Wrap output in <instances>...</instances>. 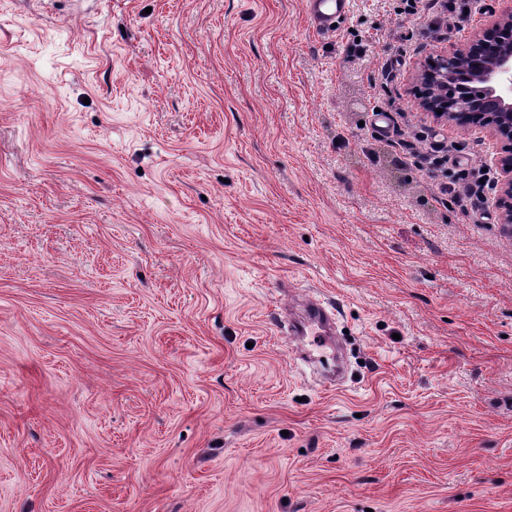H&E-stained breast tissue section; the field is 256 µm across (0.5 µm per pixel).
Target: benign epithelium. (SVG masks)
Returning <instances> with one entry per match:
<instances>
[{"mask_svg":"<svg viewBox=\"0 0 512 512\" xmlns=\"http://www.w3.org/2000/svg\"><path fill=\"white\" fill-rule=\"evenodd\" d=\"M412 82L421 112L501 144L495 204L512 230V11L470 41L429 56Z\"/></svg>","mask_w":512,"mask_h":512,"instance_id":"7a95c632","label":"benign epithelium"}]
</instances>
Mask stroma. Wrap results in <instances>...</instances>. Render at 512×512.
<instances>
[{"mask_svg": "<svg viewBox=\"0 0 512 512\" xmlns=\"http://www.w3.org/2000/svg\"><path fill=\"white\" fill-rule=\"evenodd\" d=\"M511 8L0 0V512H512L497 145L410 92ZM349 0H306L303 8L316 31L324 34L336 31V23L349 9ZM336 310L334 307L324 306L320 301H311L308 305L307 316L304 323L300 321L292 322L293 333L297 338L304 340L307 336H325L326 331L331 323H335ZM320 329V331H316ZM324 332V333H322Z\"/></svg>", "mask_w": 512, "mask_h": 512, "instance_id": "stroma-1", "label": "stroma"}]
</instances>
